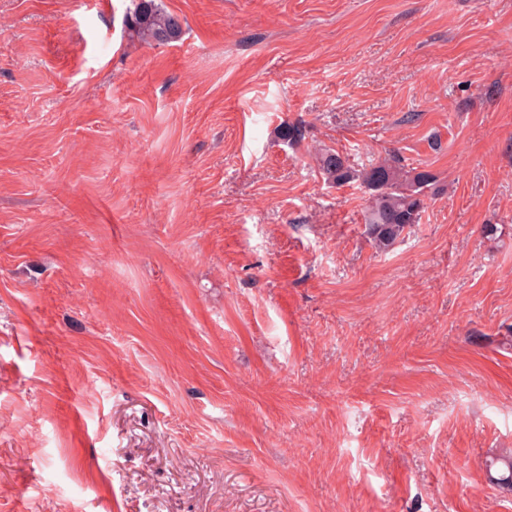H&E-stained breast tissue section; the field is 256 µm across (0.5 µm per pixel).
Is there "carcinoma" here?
<instances>
[{
	"label": "carcinoma",
	"instance_id": "1",
	"mask_svg": "<svg viewBox=\"0 0 512 512\" xmlns=\"http://www.w3.org/2000/svg\"><path fill=\"white\" fill-rule=\"evenodd\" d=\"M124 23L131 39L148 45L176 42L183 34L181 18L165 10L158 0H136ZM279 136L297 144L304 138L303 126L285 125ZM316 161L330 184L340 188L357 182L368 193L365 221L380 249L391 247L406 229L420 223L427 200L444 191L434 174L411 167L394 155L362 169L352 167L346 156L333 149L322 150Z\"/></svg>",
	"mask_w": 512,
	"mask_h": 512
}]
</instances>
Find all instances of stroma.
Segmentation results:
<instances>
[{
    "label": "stroma",
    "mask_w": 512,
    "mask_h": 512,
    "mask_svg": "<svg viewBox=\"0 0 512 512\" xmlns=\"http://www.w3.org/2000/svg\"><path fill=\"white\" fill-rule=\"evenodd\" d=\"M160 2L0 0V512H512V0ZM124 23L129 37L144 44H168L181 39L184 21L165 10L158 0H134ZM316 161L320 173L336 188L358 182L368 193L365 224L379 249H388L407 228L420 224L427 200L443 192L434 174L409 167L394 155L362 169L352 167L333 149L322 150Z\"/></svg>",
    "instance_id": "35a3bbf8"
}]
</instances>
